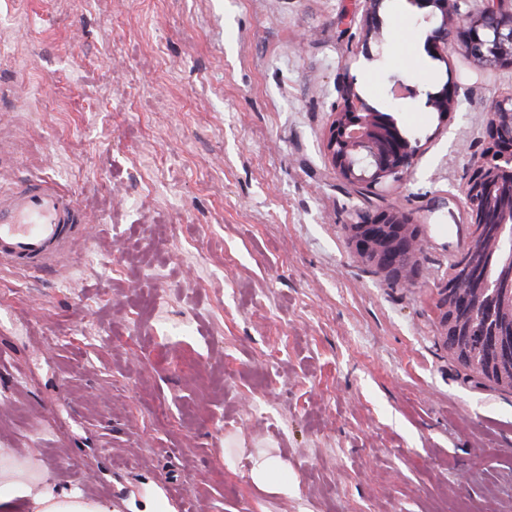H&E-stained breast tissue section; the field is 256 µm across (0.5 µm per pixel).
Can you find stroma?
Instances as JSON below:
<instances>
[{
  "instance_id": "35a3bbf8",
  "label": "stroma",
  "mask_w": 512,
  "mask_h": 512,
  "mask_svg": "<svg viewBox=\"0 0 512 512\" xmlns=\"http://www.w3.org/2000/svg\"><path fill=\"white\" fill-rule=\"evenodd\" d=\"M0 0V189L52 177L88 236L66 274L0 266V452L112 512H512V389L442 339L485 110L512 69L399 71L382 0ZM410 95L392 99L393 80ZM353 82L419 151L363 194L325 148ZM449 81L459 105L430 97ZM412 210L422 275L354 254ZM458 96V85L447 83L441 91L430 98L429 102L444 119L448 116L449 112H453L458 106ZM357 217L358 221L346 224L357 257L393 286L412 288L422 250L419 225L413 214L391 207L361 212Z\"/></svg>"
}]
</instances>
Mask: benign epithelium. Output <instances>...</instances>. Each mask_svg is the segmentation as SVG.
<instances>
[{
  "instance_id": "7a95c632",
  "label": "benign epithelium",
  "mask_w": 512,
  "mask_h": 512,
  "mask_svg": "<svg viewBox=\"0 0 512 512\" xmlns=\"http://www.w3.org/2000/svg\"><path fill=\"white\" fill-rule=\"evenodd\" d=\"M365 2L369 8L364 31L370 38L379 30L381 0ZM504 2L479 0L463 12L460 0H417L420 6L433 8L439 18L430 36L431 50L441 54L451 48L478 70L512 68V9H504ZM458 96V85L448 83L430 98V104L445 118L458 106ZM486 112L487 147L472 162L465 188L462 220L469 229V242L455 256L448 279L439 288V307L445 340L456 356L483 378L512 385V348L503 345V337L512 336V300L502 301L503 284L486 277L473 279L469 296L456 288L465 278V265L481 256L474 244L486 237L484 201L503 193L512 199V95L493 99ZM326 149L338 175L363 191L401 181L418 152L410 140L403 141L392 128L379 125L351 83L340 91ZM346 232L362 262L396 287L414 286L422 241L413 214L398 207L361 212L358 221L346 225Z\"/></svg>"
}]
</instances>
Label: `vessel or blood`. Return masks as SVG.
<instances>
[{"label":"vessel or blood","mask_w":512,"mask_h":512,"mask_svg":"<svg viewBox=\"0 0 512 512\" xmlns=\"http://www.w3.org/2000/svg\"><path fill=\"white\" fill-rule=\"evenodd\" d=\"M82 229L74 197L52 178L0 190L1 263L33 276L67 268Z\"/></svg>","instance_id":"obj_1"}]
</instances>
